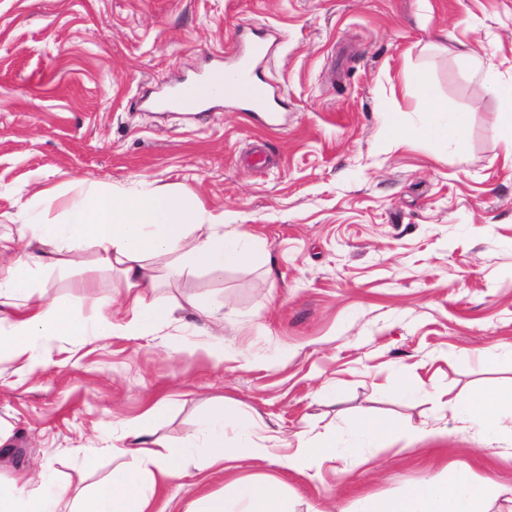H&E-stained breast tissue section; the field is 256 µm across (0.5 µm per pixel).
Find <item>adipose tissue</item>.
<instances>
[{
	"instance_id": "1",
	"label": "adipose tissue",
	"mask_w": 512,
	"mask_h": 512,
	"mask_svg": "<svg viewBox=\"0 0 512 512\" xmlns=\"http://www.w3.org/2000/svg\"><path fill=\"white\" fill-rule=\"evenodd\" d=\"M423 106V136L452 141L465 147V122L429 79L415 87ZM27 221L20 237L0 234V355L31 350L40 336H62L78 342L95 336H151L169 317L168 306L146 302L144 294L159 286L162 264L179 270H204L223 275L225 268L252 266L256 249L250 234L228 224L223 214L207 211L199 200L179 188H144L133 193L91 183L86 191L67 197L48 188L28 200ZM85 247L97 250L101 266L118 270L133 291L128 317L116 321L104 306L94 316L75 315L62 303L30 304L36 270L72 263ZM455 420L466 430L482 434H512V389H481L449 401ZM160 409L149 410L147 420L129 427L128 446L113 448L116 457L135 458V466H119L111 475L73 498L71 512H152L158 487L177 479L192 463L184 448L152 447L150 420ZM202 457L207 466L223 467L240 455L278 456L281 466L321 480V464L335 457L336 440L323 435L311 442L299 439L295 452L279 454L273 444L251 441V415L226 412L213 404L202 416ZM232 427L249 442L229 446L225 427ZM495 483H478L469 465L451 463L428 481L407 488L394 499L367 496L366 512H489ZM68 488H46L33 480L0 487V512H55ZM186 512H293L292 504L275 479H236L223 494L208 493L192 501Z\"/></svg>"
}]
</instances>
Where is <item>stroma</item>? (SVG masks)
Segmentation results:
<instances>
[{"label": "stroma", "mask_w": 512, "mask_h": 512, "mask_svg": "<svg viewBox=\"0 0 512 512\" xmlns=\"http://www.w3.org/2000/svg\"><path fill=\"white\" fill-rule=\"evenodd\" d=\"M244 36L261 41V76L283 101L275 124L229 100L153 108ZM472 56L487 81L469 78ZM420 74L465 117L464 150L420 137L405 90ZM491 80L512 82V0H0L1 233L18 234L34 192L91 181L187 190L259 246L255 266L220 278L162 268L155 297L173 312L156 335L56 337L1 361L13 452L0 482L44 473L68 485L69 512L116 466L128 424L161 402L153 439L197 445L220 398L292 448L303 431L347 446L360 420L400 430L366 461L323 463L318 482L274 457L198 465L159 489L157 512L253 476L281 479L297 512H359L363 496L397 495L451 461L496 482L495 512H512V459L453 431L447 405L512 385V154ZM393 112L409 145L385 134ZM88 277L123 318L125 281L91 249L36 294L87 318ZM211 322L224 326L220 361ZM445 425L429 447L409 435Z\"/></svg>", "instance_id": "obj_1"}]
</instances>
